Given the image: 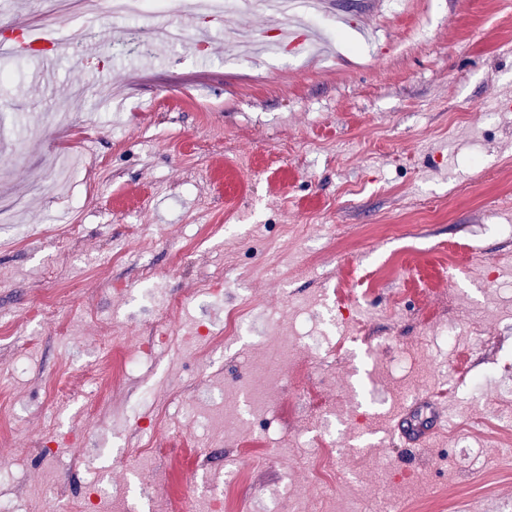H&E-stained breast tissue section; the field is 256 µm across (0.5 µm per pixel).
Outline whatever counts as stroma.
Wrapping results in <instances>:
<instances>
[{"label":"stroma","instance_id":"35a3bbf8","mask_svg":"<svg viewBox=\"0 0 512 512\" xmlns=\"http://www.w3.org/2000/svg\"><path fill=\"white\" fill-rule=\"evenodd\" d=\"M14 14L60 40L47 83L0 56V495L50 512L95 479L101 512H512V0H325L314 53L217 36L147 68L117 44L144 19L104 16L90 55L82 20L0 0V29ZM78 129L90 172L65 185L45 155ZM459 372L449 429L397 446L411 383ZM154 446L183 458L145 473Z\"/></svg>","mask_w":512,"mask_h":512}]
</instances>
